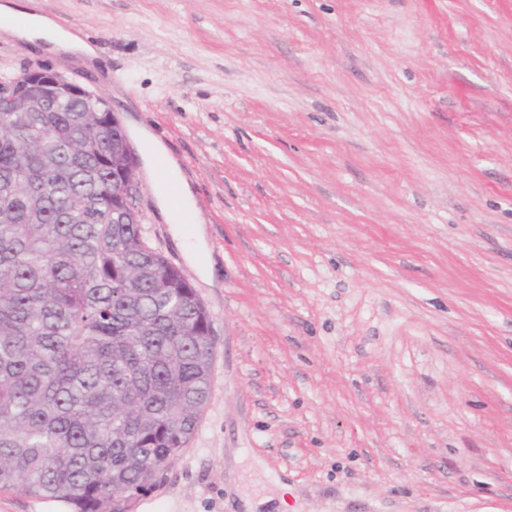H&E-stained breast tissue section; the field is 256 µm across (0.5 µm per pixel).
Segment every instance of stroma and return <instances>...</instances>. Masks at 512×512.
<instances>
[{
  "mask_svg": "<svg viewBox=\"0 0 512 512\" xmlns=\"http://www.w3.org/2000/svg\"><path fill=\"white\" fill-rule=\"evenodd\" d=\"M20 6L97 56L0 31V74L105 97L195 196L172 226L139 164L215 357L134 512H512V0ZM137 132L144 147L145 161L147 165L152 167L156 159L159 157H165L168 159L172 171L177 173V166L175 162L168 157V153L163 141L146 127H138Z\"/></svg>",
  "mask_w": 512,
  "mask_h": 512,
  "instance_id": "35a3bbf8",
  "label": "stroma"
}]
</instances>
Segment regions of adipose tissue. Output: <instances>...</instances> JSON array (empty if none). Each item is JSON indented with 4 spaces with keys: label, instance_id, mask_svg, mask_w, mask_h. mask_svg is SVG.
<instances>
[{
    "label": "adipose tissue",
    "instance_id": "obj_1",
    "mask_svg": "<svg viewBox=\"0 0 512 512\" xmlns=\"http://www.w3.org/2000/svg\"><path fill=\"white\" fill-rule=\"evenodd\" d=\"M22 17L20 25L11 27V34L19 39L37 44L45 51L66 50L86 59H93V46L59 27L49 17L17 8L14 0H0V18Z\"/></svg>",
    "mask_w": 512,
    "mask_h": 512
}]
</instances>
